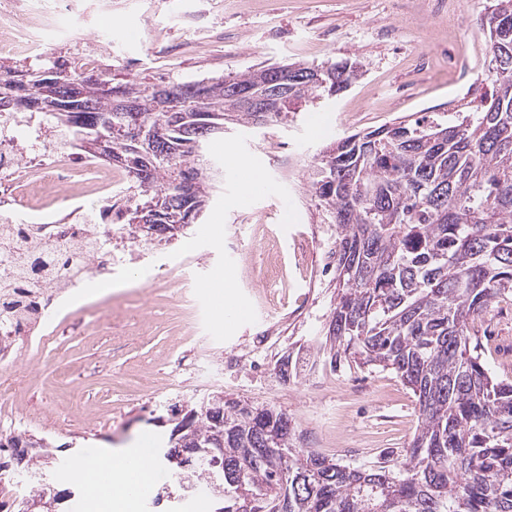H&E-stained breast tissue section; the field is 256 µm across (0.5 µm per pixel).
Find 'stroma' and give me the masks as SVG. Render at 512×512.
I'll use <instances>...</instances> for the list:
<instances>
[{"label":"stroma","mask_w":512,"mask_h":512,"mask_svg":"<svg viewBox=\"0 0 512 512\" xmlns=\"http://www.w3.org/2000/svg\"><path fill=\"white\" fill-rule=\"evenodd\" d=\"M492 0H78L90 30L119 39L107 75L190 82L295 61L354 59L362 74L333 100L292 122L229 125L200 158L224 178L196 224L165 245H140L141 260L112 269L115 290L85 295L51 314L31 345L0 361V433L58 445L50 479L73 512L76 463L100 448L163 447L182 411L224 396L272 408L298 426L299 445L342 465L373 455L338 453L361 439L400 452L418 425L416 398L389 370L333 367L315 356L334 303L333 269L306 239L322 216L306 188L315 156L336 138L404 116L476 111L492 90L486 29ZM299 160L285 168L284 157ZM257 168L260 186L236 184L234 161ZM150 270L140 281V270ZM233 276L255 316L218 320L199 286L213 270ZM477 321L482 358L512 381V294ZM305 361L289 375L284 359Z\"/></svg>","instance_id":"35a3bbf8"}]
</instances>
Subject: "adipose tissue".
<instances>
[{
    "label": "adipose tissue",
    "instance_id": "1",
    "mask_svg": "<svg viewBox=\"0 0 512 512\" xmlns=\"http://www.w3.org/2000/svg\"><path fill=\"white\" fill-rule=\"evenodd\" d=\"M155 477L151 456L112 448L80 460L72 473L76 483L87 487L94 512H134L139 494Z\"/></svg>",
    "mask_w": 512,
    "mask_h": 512
}]
</instances>
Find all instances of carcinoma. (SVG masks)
Instances as JSON below:
<instances>
[{
    "label": "carcinoma",
    "mask_w": 512,
    "mask_h": 512,
    "mask_svg": "<svg viewBox=\"0 0 512 512\" xmlns=\"http://www.w3.org/2000/svg\"><path fill=\"white\" fill-rule=\"evenodd\" d=\"M492 62L491 103L455 125L434 118L400 120L336 140L313 165L308 193L327 224L336 225V298L317 355L330 366L393 371L416 397L418 426L404 454L380 455L350 468L297 446L292 421L273 409L220 403L188 410L172 430L163 458L179 489L202 488L213 512H241L239 483L257 502L254 512H512V382L493 376L473 343L471 325L512 292V0H495L486 16ZM62 64L25 72L0 69V101L11 112L48 119L72 134L71 148L100 134L129 145L145 126L164 139L146 176L134 177L137 198L127 224L149 215L171 239L169 209L189 210L199 197L187 179L207 140L189 135L192 117L222 125L234 113L252 126L279 125L302 103L334 98L353 80L350 64L311 65L325 84L288 97L260 124L239 111L226 84L247 86L259 70L196 82L197 98L172 106L110 112L94 125L93 101L134 98L149 82L112 84L106 75L70 71L63 109L31 104L40 81ZM119 167L134 173L144 158L122 152ZM288 435V446L277 439ZM28 449V479L0 512H56L46 472L55 464L45 437L0 435V475Z\"/></svg>",
    "instance_id": "1"
}]
</instances>
